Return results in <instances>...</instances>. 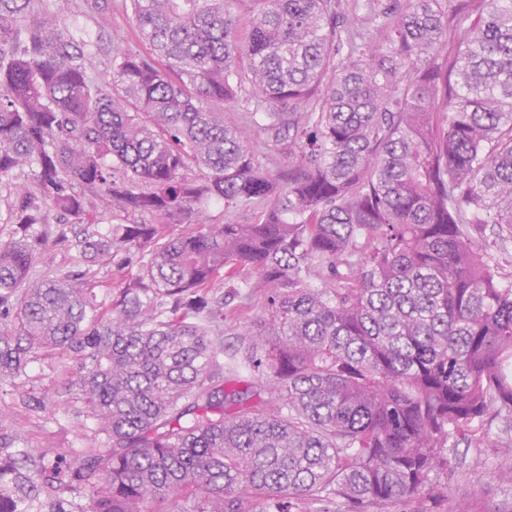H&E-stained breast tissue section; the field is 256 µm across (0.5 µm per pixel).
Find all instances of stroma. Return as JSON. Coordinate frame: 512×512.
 <instances>
[{"instance_id":"obj_1","label":"stroma","mask_w":512,"mask_h":512,"mask_svg":"<svg viewBox=\"0 0 512 512\" xmlns=\"http://www.w3.org/2000/svg\"><path fill=\"white\" fill-rule=\"evenodd\" d=\"M103 5L110 19L105 29L67 9L63 0H46L43 16L67 30H83L87 41L103 45L104 50L94 57L93 65L99 78L107 80L112 75V49L134 48L138 42L127 0H104ZM35 230L44 241L35 255L34 274L66 279L82 273L83 287L95 289L101 298L110 300L138 270L140 253L135 248L119 253L104 265L84 262L79 245L80 225L57 215H50L48 222L36 225ZM225 294L224 347L231 351L238 348L240 333L261 314L264 299L258 294L243 298L236 288L226 289ZM64 382L63 364L40 356L13 386L0 392V426L20 429L28 451L102 446V437L94 436L71 409L59 403L57 393ZM510 426L512 417L489 410L483 422L484 445L461 452L460 463L452 474L433 476L432 497L427 501L432 512H447L449 505L458 502L468 504L471 512H512V491L501 486L495 477L501 467L512 465V447L498 445Z\"/></svg>"}]
</instances>
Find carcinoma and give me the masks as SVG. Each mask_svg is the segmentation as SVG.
Listing matches in <instances>:
<instances>
[{
    "label": "carcinoma",
    "mask_w": 512,
    "mask_h": 512,
    "mask_svg": "<svg viewBox=\"0 0 512 512\" xmlns=\"http://www.w3.org/2000/svg\"><path fill=\"white\" fill-rule=\"evenodd\" d=\"M151 53L95 76L83 38L0 0V177L11 223L84 225L88 262L133 247L111 304L31 273L0 244V384L67 361L60 403L104 447L34 456L0 429V512H350L418 504L490 407L512 415V0H129ZM250 15L237 30L231 7ZM77 9L106 23L100 0ZM364 10L362 29L344 27ZM464 38L452 42L449 32ZM246 105L252 128L224 120ZM297 148L273 174L251 134ZM193 169L199 177L189 176ZM268 200L255 224H164ZM152 224L95 230L110 209ZM261 292L237 349L262 384L224 381L218 280ZM312 275L321 286L308 284Z\"/></svg>",
    "instance_id": "carcinoma-1"
}]
</instances>
